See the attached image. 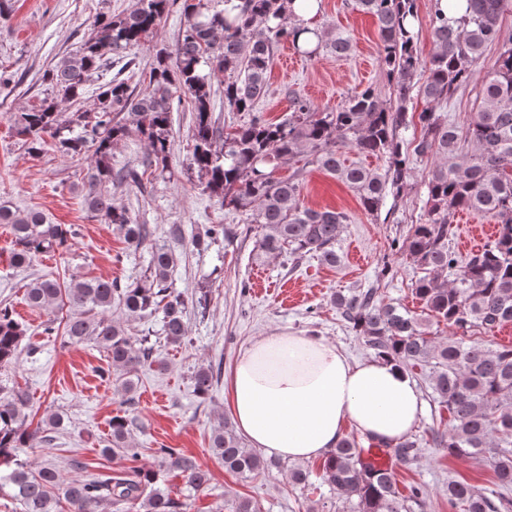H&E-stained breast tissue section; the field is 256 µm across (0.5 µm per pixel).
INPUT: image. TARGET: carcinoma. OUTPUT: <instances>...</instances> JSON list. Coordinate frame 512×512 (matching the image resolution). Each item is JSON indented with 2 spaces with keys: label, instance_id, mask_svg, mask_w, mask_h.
Listing matches in <instances>:
<instances>
[{
  "label": "carcinoma",
  "instance_id": "1",
  "mask_svg": "<svg viewBox=\"0 0 512 512\" xmlns=\"http://www.w3.org/2000/svg\"><path fill=\"white\" fill-rule=\"evenodd\" d=\"M177 0H136L134 7L93 22L89 36L44 73L55 98L13 116L16 135L32 155L55 140L66 155L93 151L87 172L84 205L92 217L117 226L126 242L147 247L143 275L120 284L101 278L75 277L65 284L39 277L26 286V299L37 309L66 305L70 310L63 334L70 344L93 343L104 349L116 382L125 394L136 392L139 368L154 363L150 334L136 338L108 312L112 305L144 322L160 317L161 333L170 344L186 339V305L172 280L175 257L161 245L148 244L152 231L124 207L112 204L114 181L139 184L138 173L112 167V149L133 136L149 148L145 163L163 174L171 151L172 115L184 99L194 104L190 169L203 191L221 205L246 212L259 225L254 251L258 258L287 253L295 259L314 256L334 266L337 246L348 216L336 209L300 205L302 182L295 173L275 175L278 160L302 158L350 188L364 211L374 215L387 199L399 197L411 177L415 160L433 159L425 183L423 216L405 237L393 243L416 271L413 293L422 313L411 312L377 295V289L338 292L333 302L341 317L375 357L411 374L429 368L432 397L448 410V431L431 429L435 447L452 457L483 456L491 464L493 488L467 481L448 484V505L459 512H509L512 499V346L478 338L512 323V38L503 37L501 20L512 13V0H466L464 14L449 20L434 0L429 17L432 52L417 47L419 16L416 0H353V8L376 18L380 60L390 80L391 96L369 85L336 110H321L294 91L288 116L270 122L256 113L268 91L271 60L285 41L307 57L327 54L338 59L351 50L340 29L319 30L303 21L291 22L293 0H183L187 24L175 49L156 50L149 85L135 92L110 79L96 89L95 107L63 120L56 99L76 101L93 75L112 64V57L153 38L157 22ZM496 50L493 68L476 90V109L459 125L439 112L442 105L467 87L480 62ZM224 78V106L245 112L248 119L221 127L212 122L210 100L214 82ZM422 98L418 113L408 104ZM126 113L127 125L115 120ZM412 135L405 148L403 133ZM350 146L387 158L381 169L345 166L338 149ZM465 210L497 223L494 239L463 259L450 247L451 215ZM0 224L12 235V261L29 266L43 254L66 245L72 226L55 224L35 210L19 211L0 201ZM225 237L224 225L211 224L194 239V248L209 247ZM443 324L453 336H432L430 327ZM25 326L13 310L0 307V368L18 362ZM222 367L199 368L196 393L206 399ZM28 397L0 386V498L18 512H60L66 501L71 512H186V500L159 485V471L178 473L189 491L203 489L208 471L177 448L157 449L158 468L140 466L141 451L129 445L134 419L115 416L103 445L106 454H121L130 463L124 475L101 480L67 482L53 466L33 468L20 459L38 432L60 428L63 415L50 414L30 429ZM403 464L416 461L418 440L403 437L382 444ZM210 454L224 470L246 478L276 468L243 445L227 427L215 430ZM322 480L345 497L352 512H412L420 505L421 488L399 493L390 470L364 456L355 438H341L322 462ZM216 512H261L249 498L233 495Z\"/></svg>",
  "mask_w": 512,
  "mask_h": 512
}]
</instances>
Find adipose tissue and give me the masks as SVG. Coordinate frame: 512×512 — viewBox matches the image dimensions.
Wrapping results in <instances>:
<instances>
[{
	"mask_svg": "<svg viewBox=\"0 0 512 512\" xmlns=\"http://www.w3.org/2000/svg\"><path fill=\"white\" fill-rule=\"evenodd\" d=\"M224 401L251 447L306 461L335 447L344 425L397 442L414 427L420 394L380 360H350L336 345L297 334L253 340L234 360Z\"/></svg>",
	"mask_w": 512,
	"mask_h": 512,
	"instance_id": "adipose-tissue-1",
	"label": "adipose tissue"
}]
</instances>
